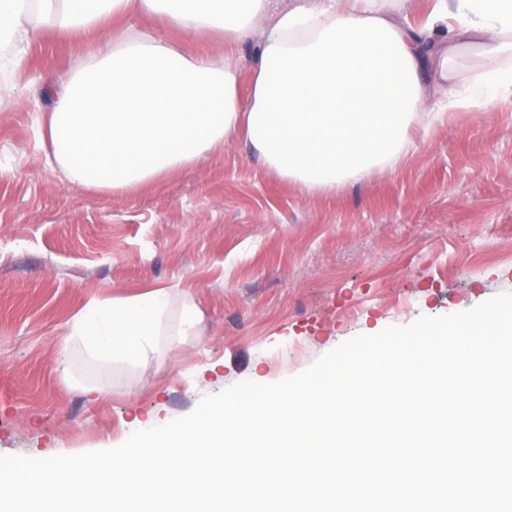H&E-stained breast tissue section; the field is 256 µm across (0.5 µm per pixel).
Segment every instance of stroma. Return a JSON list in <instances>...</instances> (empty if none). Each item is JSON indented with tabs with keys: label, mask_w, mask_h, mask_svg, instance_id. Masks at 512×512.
Wrapping results in <instances>:
<instances>
[{
	"label": "stroma",
	"mask_w": 512,
	"mask_h": 512,
	"mask_svg": "<svg viewBox=\"0 0 512 512\" xmlns=\"http://www.w3.org/2000/svg\"><path fill=\"white\" fill-rule=\"evenodd\" d=\"M189 54L229 47L135 15ZM76 37L45 32L0 103V455L48 458L122 444L202 397L297 375L343 342L459 313L512 292V99L416 113L383 174L333 194L281 179L240 138L132 196L74 189L36 144L33 91L72 68ZM190 289L202 317L176 348L102 368L65 346L90 296Z\"/></svg>",
	"instance_id": "1"
}]
</instances>
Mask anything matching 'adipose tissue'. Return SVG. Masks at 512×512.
Instances as JSON below:
<instances>
[{"label":"adipose tissue","mask_w":512,"mask_h":512,"mask_svg":"<svg viewBox=\"0 0 512 512\" xmlns=\"http://www.w3.org/2000/svg\"><path fill=\"white\" fill-rule=\"evenodd\" d=\"M134 12L158 15L190 34L255 46L248 100L240 61L214 66L151 32L115 31ZM92 34L77 67L49 87L52 108L36 113L40 137L69 184L131 194L198 164L231 134L281 178L307 193H329L381 173L399 158L412 116L430 87L449 84L459 47L477 45L479 83L450 88L448 106L496 104L512 92V0H436L416 28L383 0H0V72L18 75L19 47L41 30ZM168 320L171 290L96 294L66 324L63 342L99 366L135 363L158 339L181 344L200 309Z\"/></svg>","instance_id":"adipose-tissue-1"}]
</instances>
